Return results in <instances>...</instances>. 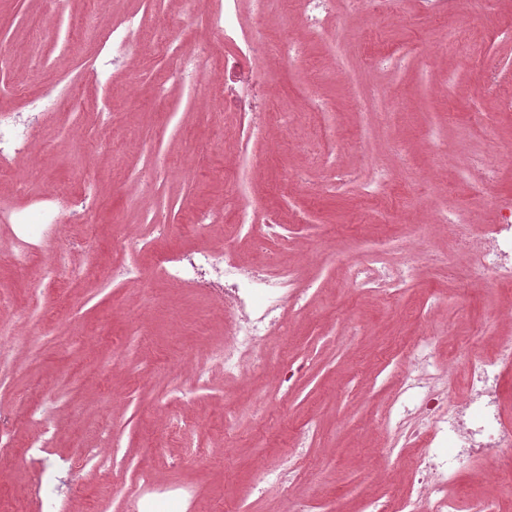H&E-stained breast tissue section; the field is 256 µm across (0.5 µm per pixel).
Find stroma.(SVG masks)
I'll use <instances>...</instances> for the list:
<instances>
[{
	"label": "stroma",
	"mask_w": 512,
	"mask_h": 512,
	"mask_svg": "<svg viewBox=\"0 0 512 512\" xmlns=\"http://www.w3.org/2000/svg\"><path fill=\"white\" fill-rule=\"evenodd\" d=\"M0 0V108L29 111L53 87L30 152L10 157L0 211L34 213L93 186L85 223L18 240L0 222V512H133L147 484L183 496L181 512H367L405 477L411 449L393 447L383 420L394 406L408 345L441 336L451 400L466 389L462 346L493 355L512 333V281L486 272L473 284L447 227L426 224L414 277L392 299L352 281L378 237L414 223L418 210L463 213L485 230L512 205V0H371L355 13L336 0L322 36L301 9L270 6V31L298 44V60H259L246 74L258 110L276 116L269 139L224 109L206 58L189 77L173 51L141 44L120 72L99 67L126 15L189 49L224 0ZM165 93H158V82ZM333 158L342 179L322 187ZM396 182L387 204L363 188L375 166ZM495 179L493 202L473 169ZM245 183L247 204L279 223L268 258L299 270L310 290L289 307L288 334L267 337L246 375L229 377L212 350L231 332L223 301L206 288L156 277L147 242L257 258L264 224L232 212L192 228ZM444 253L448 264L427 256ZM120 263L138 273L114 277ZM97 275H88L89 266ZM84 377L64 379L72 367ZM306 442L305 474L287 494L258 484ZM47 442L33 459L24 449ZM83 456L82 466L69 461Z\"/></svg>",
	"instance_id": "35a3bbf8"
}]
</instances>
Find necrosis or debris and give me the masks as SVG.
Listing matches in <instances>:
<instances>
[{
	"label": "necrosis or debris",
	"instance_id": "1",
	"mask_svg": "<svg viewBox=\"0 0 512 512\" xmlns=\"http://www.w3.org/2000/svg\"><path fill=\"white\" fill-rule=\"evenodd\" d=\"M241 0H224L223 10L210 19V29L224 41V55L211 63L219 80L227 78V62L235 60L245 69L259 59L293 58L292 42L269 34L264 26L267 0H257L252 27H245ZM95 197L84 192L62 199L57 210L37 215L16 216L14 223L25 231L49 235L62 222H85L93 211ZM458 246L468 256L470 277L496 269L512 272V207L500 209V222L484 234H476L460 219L448 222ZM401 258L394 270H384L385 250L372 249L366 261L349 268L351 278L376 285L387 297H394L410 280L415 264L413 234L398 233L390 240ZM156 273L175 277L200 288L219 291L224 309L234 318V330L220 352L224 369L230 374L244 371L243 358L259 342L282 326V315L299 294L294 270L266 263H244L233 253L207 255L197 251L174 254L152 250ZM432 336H420L409 346L408 364L396 392L397 398H414L394 426L395 434L411 439L426 438L428 448L418 454L411 469V485L400 499L386 501L380 512H459L457 499L448 487L473 459H481L496 476L498 484L512 488V423L503 417L500 380L512 367V337L502 339L492 357L475 356L466 400L448 401L440 391L441 372L433 360Z\"/></svg>",
	"mask_w": 512,
	"mask_h": 512
}]
</instances>
